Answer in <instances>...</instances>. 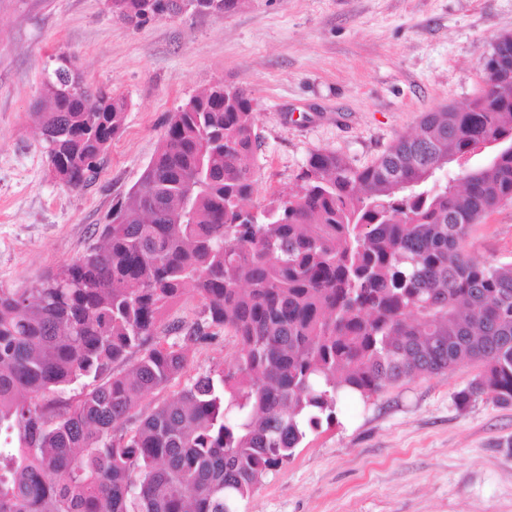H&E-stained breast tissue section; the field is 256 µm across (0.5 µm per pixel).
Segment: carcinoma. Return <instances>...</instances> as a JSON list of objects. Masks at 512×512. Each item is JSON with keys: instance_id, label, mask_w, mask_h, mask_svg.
<instances>
[{"instance_id": "obj_1", "label": "carcinoma", "mask_w": 512, "mask_h": 512, "mask_svg": "<svg viewBox=\"0 0 512 512\" xmlns=\"http://www.w3.org/2000/svg\"><path fill=\"white\" fill-rule=\"evenodd\" d=\"M208 2L110 0L137 26ZM54 59L32 118L71 190L95 173L128 102ZM490 90L427 113L376 161L314 150L262 208L246 202L260 147L253 98L226 85L172 113L156 156L112 206L101 244L30 294L0 288V512H240L308 435L468 360L456 393L512 404V262L473 257L472 226L512 202V35L483 58ZM495 142L483 164L441 177ZM192 289L200 317L156 340ZM233 357L187 375L185 344ZM124 372L115 366L130 356ZM184 381L147 409L142 401Z\"/></svg>"}]
</instances>
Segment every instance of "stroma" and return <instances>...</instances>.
Segmentation results:
<instances>
[{"label":"stroma","instance_id":"obj_1","mask_svg":"<svg viewBox=\"0 0 512 512\" xmlns=\"http://www.w3.org/2000/svg\"><path fill=\"white\" fill-rule=\"evenodd\" d=\"M512 33V0H242L224 16L135 26L106 0H0V288H34L90 246L137 183L168 117L218 84L250 90L261 147L251 205L294 188L309 153L371 164L425 113L481 92V60ZM71 56L86 83L129 108L97 176L56 182L29 117L46 66ZM473 256L512 262V203L470 233ZM464 362L341 398L338 422L308 436L242 512H512V404L455 395Z\"/></svg>","mask_w":512,"mask_h":512}]
</instances>
